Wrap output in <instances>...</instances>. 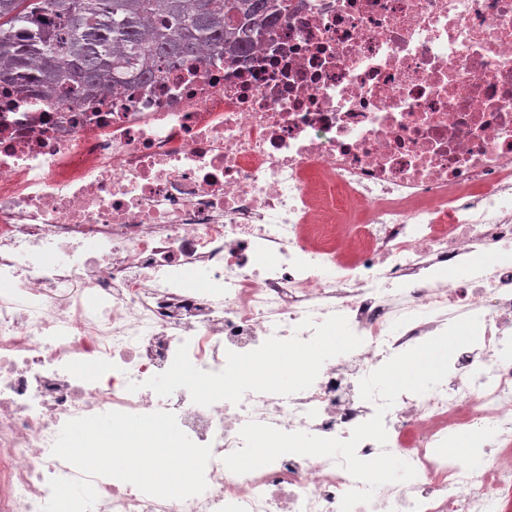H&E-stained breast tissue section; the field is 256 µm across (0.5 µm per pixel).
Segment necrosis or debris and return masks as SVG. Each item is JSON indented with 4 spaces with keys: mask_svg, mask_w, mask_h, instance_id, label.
Listing matches in <instances>:
<instances>
[{
    "mask_svg": "<svg viewBox=\"0 0 512 512\" xmlns=\"http://www.w3.org/2000/svg\"><path fill=\"white\" fill-rule=\"evenodd\" d=\"M471 315L357 447L415 478L354 512H512V0H290L245 56L117 97L0 89V512H339L335 459L230 471L241 429L348 439L360 380ZM145 421L201 453L194 492L74 453Z\"/></svg>",
    "mask_w": 512,
    "mask_h": 512,
    "instance_id": "necrosis-or-debris-1",
    "label": "necrosis or debris"
}]
</instances>
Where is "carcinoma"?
<instances>
[{"mask_svg": "<svg viewBox=\"0 0 512 512\" xmlns=\"http://www.w3.org/2000/svg\"><path fill=\"white\" fill-rule=\"evenodd\" d=\"M286 18L288 0H0V86L116 94L189 55L247 51Z\"/></svg>", "mask_w": 512, "mask_h": 512, "instance_id": "obj_1", "label": "carcinoma"}]
</instances>
